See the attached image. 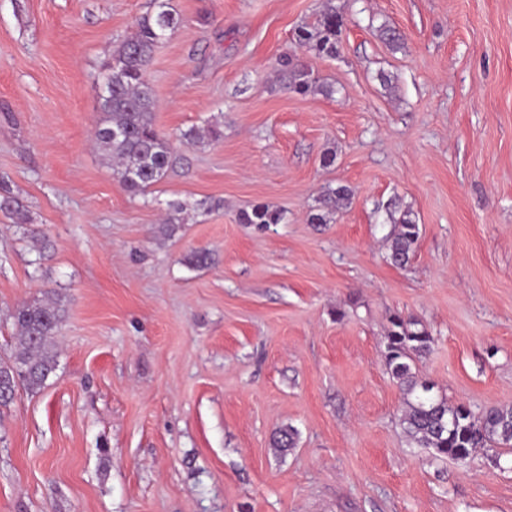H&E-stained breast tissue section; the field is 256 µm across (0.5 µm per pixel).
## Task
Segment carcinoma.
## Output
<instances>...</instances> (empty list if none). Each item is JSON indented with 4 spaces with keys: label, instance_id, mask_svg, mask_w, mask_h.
Segmentation results:
<instances>
[{
    "label": "carcinoma",
    "instance_id": "carcinoma-1",
    "mask_svg": "<svg viewBox=\"0 0 512 512\" xmlns=\"http://www.w3.org/2000/svg\"><path fill=\"white\" fill-rule=\"evenodd\" d=\"M180 25V18L167 6L166 0H154V11L145 14L134 35L124 40L104 65L102 76L107 90L101 103L103 117L95 129V145L103 157L115 161L116 175L133 196H144L148 190L168 177L178 157L168 137L155 126L153 91L144 73L153 51ZM343 20L336 10L320 14L317 25L301 27L295 33V46L305 54L332 57L338 52ZM282 72L289 89L299 95L333 93V88L319 83L295 54L280 58ZM218 129L203 131L191 127L181 132L183 144L194 145L204 138L217 140ZM351 195L340 185L327 191L324 207L333 210ZM0 211L16 224L27 223L22 205L7 187H0ZM282 214L266 206H256L241 215L243 224L266 226L278 224ZM419 239V225L405 216L394 226L389 259L398 266L408 263ZM65 308L62 299L35 301L19 306L14 314L17 336L14 351L6 362H0V402L9 400L21 384L30 392L44 387L58 366L53 343ZM434 338L418 321L396 314L390 319L386 336L385 358L393 381L403 395L399 417L401 430L415 448H428L439 457L466 462L477 450L495 452L512 449V408L491 406L474 413L464 404H450L433 392L434 386L419 377L416 361L428 355ZM297 430L286 426L277 432L272 447L284 453L295 447Z\"/></svg>",
    "mask_w": 512,
    "mask_h": 512
}]
</instances>
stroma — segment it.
Segmentation results:
<instances>
[{
	"instance_id": "obj_1",
	"label": "stroma",
	"mask_w": 512,
	"mask_h": 512,
	"mask_svg": "<svg viewBox=\"0 0 512 512\" xmlns=\"http://www.w3.org/2000/svg\"><path fill=\"white\" fill-rule=\"evenodd\" d=\"M168 3L155 126L222 136L134 197L92 133L102 65L153 0H0V181L30 217L0 213V359L18 306L66 308L56 371L0 405V512H512V452L408 446L384 355L414 317L438 395L512 406V0ZM330 6L338 53L303 61L334 92L293 93L279 57ZM173 201L191 215L165 237ZM257 204L282 221L241 223ZM419 239V226L412 219L403 216L394 226L391 235L389 259L398 266L408 263Z\"/></svg>"
}]
</instances>
